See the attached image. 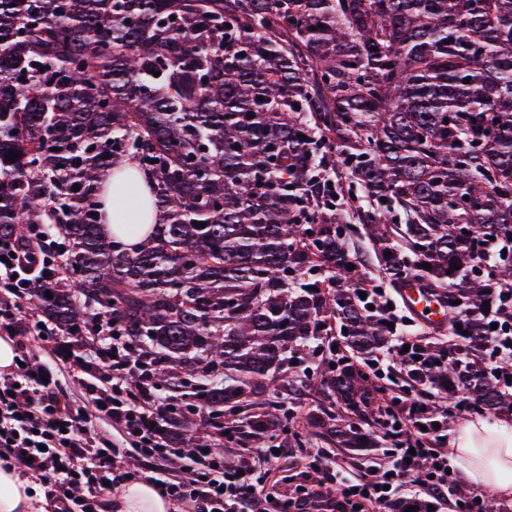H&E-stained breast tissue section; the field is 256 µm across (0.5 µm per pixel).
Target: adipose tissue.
<instances>
[{
	"instance_id": "adipose-tissue-1",
	"label": "adipose tissue",
	"mask_w": 512,
	"mask_h": 512,
	"mask_svg": "<svg viewBox=\"0 0 512 512\" xmlns=\"http://www.w3.org/2000/svg\"><path fill=\"white\" fill-rule=\"evenodd\" d=\"M103 230L106 237L131 248L141 233L126 232L129 224L152 225L159 216L151 202L129 205L120 190L106 197ZM451 459L473 483L494 487L512 497V421L467 420L451 442ZM37 486L28 475L0 461V512H33ZM112 512H173L170 501L145 480H128L110 499Z\"/></svg>"
}]
</instances>
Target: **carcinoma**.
Listing matches in <instances>:
<instances>
[{
	"label": "carcinoma",
	"instance_id": "carcinoma-1",
	"mask_svg": "<svg viewBox=\"0 0 512 512\" xmlns=\"http://www.w3.org/2000/svg\"><path fill=\"white\" fill-rule=\"evenodd\" d=\"M126 157L161 215L130 251L100 224L102 177ZM333 163L373 201L355 214L372 241L402 211L380 264L393 287L436 292L462 340L415 350V381L512 409L483 317L512 253L476 271L485 234L512 237V0H0V241L49 224L46 264L64 254L67 287L33 280L32 306L73 336L117 317L159 383L203 357L231 380L204 391L229 429L327 314L353 352L388 342L347 270L357 228L327 210ZM325 371L347 411L383 398L354 363ZM334 419L308 415L294 440L328 429L362 447Z\"/></svg>",
	"mask_w": 512,
	"mask_h": 512
}]
</instances>
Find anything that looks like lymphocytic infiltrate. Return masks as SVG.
Here are the masks:
<instances>
[{
	"instance_id": "f902f5d3",
	"label": "lymphocytic infiltrate",
	"mask_w": 512,
	"mask_h": 512,
	"mask_svg": "<svg viewBox=\"0 0 512 512\" xmlns=\"http://www.w3.org/2000/svg\"><path fill=\"white\" fill-rule=\"evenodd\" d=\"M38 247L0 243V330L9 334L43 337L45 343L69 351L73 342L62 330L42 326L38 315L26 308V282L45 277ZM367 303L373 304L381 323L391 324L395 350L385 352L382 363L414 373L416 365L403 348L414 340L390 307L385 288L366 284ZM91 347L95 359L76 356L72 367L91 398V408L62 405L60 381L49 366L21 348L18 366L0 374V459L24 467L47 484L59 512H99L109 486L130 474L126 455L102 441L94 421L106 420L120 431L138 454L159 457L149 471V482L168 499L191 507L192 512H262L278 490L253 483L255 472H270L279 457L276 419H268L271 434L251 449L250 461L238 466L224 462L221 448L227 436L216 429L201 447L182 451L174 445L171 423L182 408L153 379L156 357L135 351L128 337L118 335L115 320H106ZM398 423H386L384 435L393 440L394 453L369 480L355 482L341 466L326 467L319 484L281 501L283 512H345L355 504L359 512H389L402 492L407 473L420 471L413 499L440 504L456 503L458 481L450 473L447 449L448 410L435 401L414 396L393 398Z\"/></svg>"
}]
</instances>
